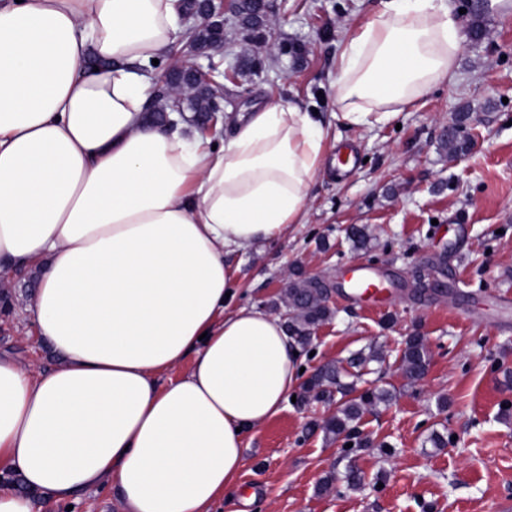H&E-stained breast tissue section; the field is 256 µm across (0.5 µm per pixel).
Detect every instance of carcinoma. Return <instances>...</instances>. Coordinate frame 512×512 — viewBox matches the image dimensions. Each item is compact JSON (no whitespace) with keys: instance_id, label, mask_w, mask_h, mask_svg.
Wrapping results in <instances>:
<instances>
[{"instance_id":"1","label":"carcinoma","mask_w":512,"mask_h":512,"mask_svg":"<svg viewBox=\"0 0 512 512\" xmlns=\"http://www.w3.org/2000/svg\"><path fill=\"white\" fill-rule=\"evenodd\" d=\"M237 13L242 25L252 31L258 30L265 24L267 16L261 0H237ZM224 38V30L215 26H205L194 33L192 44L198 49L211 48L215 42ZM185 98L181 106L186 112L193 113V120L198 121L207 116L212 107V90L197 82L186 83ZM448 148V154L457 155L467 148L466 140L453 130L448 131L442 140ZM330 291L327 285L317 277H308L291 281L282 295L283 317L290 337L302 348L311 341V331L314 327L331 319L334 310L330 306ZM429 365L428 350L421 336H410L405 341L401 356V370L404 377L417 383L424 379ZM306 392L314 394L317 399H332L333 392L341 396L349 395L354 386L340 380L339 367L334 363L321 365L306 381ZM391 394L386 389L367 390L357 398L341 403L336 415L322 424L325 434L338 437L351 430V424L360 418L361 414L370 407L387 401Z\"/></svg>"}]
</instances>
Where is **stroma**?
<instances>
[{"instance_id":"35a3bbf8","label":"stroma","mask_w":512,"mask_h":512,"mask_svg":"<svg viewBox=\"0 0 512 512\" xmlns=\"http://www.w3.org/2000/svg\"><path fill=\"white\" fill-rule=\"evenodd\" d=\"M263 37L247 36L226 17L224 47L197 52L199 63L232 70L225 113L253 112L281 100L317 112L341 145L353 147L350 172L325 161L308 188L305 223L258 250L229 256L238 267L241 302L271 310L290 277L335 284L334 316L316 326L299 352L305 375L336 362L343 382L392 391L354 422L373 445L345 453L347 436L318 425L336 405L305 396L248 438L239 483L217 512H512V8L488 7L486 36L472 40L469 0H450L461 47L454 77L404 107L396 122L372 128L336 121L333 80L346 31L379 0H275ZM470 118L466 152L449 155L444 126L461 108ZM367 226L366 249L347 237ZM391 279L383 303L350 295L352 269ZM33 289L16 282L0 307V354L46 368L56 361L27 313ZM423 337L426 377L410 384L400 342ZM380 348L384 361L351 366L354 353ZM446 445L434 447L432 434ZM393 446L384 457L377 444ZM365 475L345 486L347 464ZM329 491L320 485L329 474ZM42 512H121L108 489L66 505L45 495Z\"/></svg>"}]
</instances>
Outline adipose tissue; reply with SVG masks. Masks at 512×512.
Masks as SVG:
<instances>
[{
  "label": "adipose tissue",
  "instance_id": "obj_1",
  "mask_svg": "<svg viewBox=\"0 0 512 512\" xmlns=\"http://www.w3.org/2000/svg\"><path fill=\"white\" fill-rule=\"evenodd\" d=\"M187 34L180 0H0V273H37L58 359H0V466L29 488L0 486V512L103 487L122 512H214L298 384L226 258L305 223L330 132L279 101L214 148L150 122L148 66ZM460 46L448 0H380L341 45L340 120L387 123Z\"/></svg>",
  "mask_w": 512,
  "mask_h": 512
}]
</instances>
